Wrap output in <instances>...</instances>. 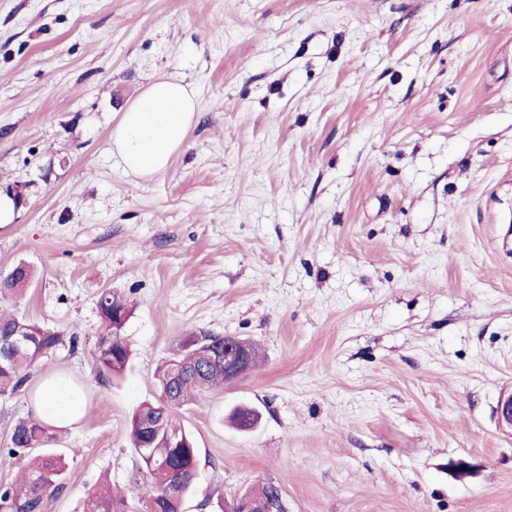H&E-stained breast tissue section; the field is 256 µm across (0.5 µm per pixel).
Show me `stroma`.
Masks as SVG:
<instances>
[{
  "label": "stroma",
  "instance_id": "35a3bbf8",
  "mask_svg": "<svg viewBox=\"0 0 512 512\" xmlns=\"http://www.w3.org/2000/svg\"><path fill=\"white\" fill-rule=\"evenodd\" d=\"M164 77L198 107L144 179L111 135ZM0 192V273L36 272L0 306L77 337L0 399V486L63 373L86 411L51 512L146 488L130 427L157 368L235 336L261 359L183 410V512L266 484L288 512H512V0H0ZM105 292L132 306L117 378L93 359Z\"/></svg>",
  "mask_w": 512,
  "mask_h": 512
}]
</instances>
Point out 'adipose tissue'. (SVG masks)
<instances>
[{"instance_id": "ef3b65f1", "label": "adipose tissue", "mask_w": 512, "mask_h": 512, "mask_svg": "<svg viewBox=\"0 0 512 512\" xmlns=\"http://www.w3.org/2000/svg\"><path fill=\"white\" fill-rule=\"evenodd\" d=\"M195 110L194 95L182 80L151 83L112 130V154L119 166L141 177L166 170L185 144ZM35 405L39 416L55 427L73 426L86 408L82 394L60 377L39 383Z\"/></svg>"}]
</instances>
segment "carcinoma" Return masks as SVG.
I'll return each mask as SVG.
<instances>
[{"label":"carcinoma","mask_w":512,"mask_h":512,"mask_svg":"<svg viewBox=\"0 0 512 512\" xmlns=\"http://www.w3.org/2000/svg\"><path fill=\"white\" fill-rule=\"evenodd\" d=\"M27 264L6 275L0 295L22 292L30 283ZM102 333L97 336L94 359L99 368L117 377L130 358L123 335L128 309L118 297L104 293L98 302ZM22 325L27 333L25 346L0 364V398L21 390L30 371L41 359L66 345L75 346L74 336L0 311V329ZM224 352V338L189 336L158 368V401L139 407L131 419V438L150 494L136 490L96 489L86 495L82 512H130L131 501L143 500L145 512H181L182 501L192 487L198 470L195 440L180 420V410L191 405L214 387L224 384V360L214 358ZM56 430L29 415L18 420L10 436L7 453L26 458L18 481L0 489V512H47L51 500L66 487V464L62 456L45 453L30 457L35 448L54 442Z\"/></svg>","instance_id":"obj_1"}]
</instances>
